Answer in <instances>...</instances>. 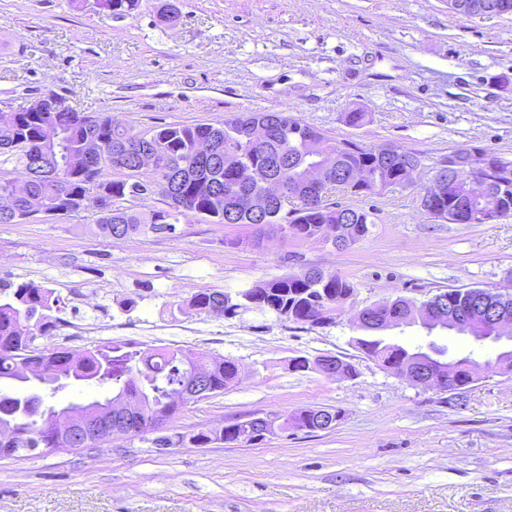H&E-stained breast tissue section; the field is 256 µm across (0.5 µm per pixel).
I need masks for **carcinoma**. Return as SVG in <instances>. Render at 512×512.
I'll return each mask as SVG.
<instances>
[{"label": "carcinoma", "mask_w": 512, "mask_h": 512, "mask_svg": "<svg viewBox=\"0 0 512 512\" xmlns=\"http://www.w3.org/2000/svg\"><path fill=\"white\" fill-rule=\"evenodd\" d=\"M297 118L286 112H246L226 117L214 124L169 125L138 131L112 120L110 116L89 115L68 105L59 94L50 91L16 112L0 113V195L8 192L3 182L8 173L4 165L14 163L26 168L29 192L41 198L44 214L65 209L66 215H88L96 232L107 238H126L175 232L180 218H203L211 224L224 223L228 207L246 209V195L237 192L244 171L262 172L288 182V197L273 204V217L259 224V231L280 232L284 225L292 236L303 240L330 241L326 230H343L355 245L370 234L374 221L371 213L359 207H347L327 201L328 194L340 188L359 194L350 182L353 173L365 170L383 184L399 183V172L417 153L403 151L394 158L380 155L381 146H363L354 141L331 140L336 150L337 171L329 186H310L301 182L294 162L308 154V144L290 139L283 126ZM68 133L67 151L72 162L62 165L42 152L56 129ZM211 135L220 155L216 165L197 151V142ZM147 137L149 150L157 157V169L151 173L128 171L106 182V194L95 196L96 171L85 159L90 144L101 147L112 157L138 136ZM232 140L236 151L227 154L224 141ZM165 199L167 208L149 214L136 209V199L146 187ZM484 203V192L461 182L448 184L444 198L435 206L448 215L462 209L476 210ZM30 218L25 200L18 199L8 211H0V224H20ZM355 292V286L337 273L317 268H302L271 280L258 281L234 302L222 292L203 288L189 301L195 314L233 313L239 308H256L274 313L278 318L298 324L334 319ZM62 301L54 289L35 284H20L0 299V382L18 386L13 393L0 391V424L14 425L11 434L0 431V458L22 459L25 453L45 448L60 449L54 432L42 426L37 414L57 410L47 406L38 395L28 397L30 384L41 378V367L51 369L43 390L54 397L67 383L84 382L112 385V398L136 400L138 409L132 418L134 437H145L171 420L184 401L173 394L193 382L194 374L206 375L203 398L224 391L236 381L234 361L215 358L189 346H162L126 350L112 341H100L78 358L61 347H40L36 341L51 335L60 321ZM358 347L389 372L409 360L413 351L401 344H385L374 336L356 339ZM477 363L462 358L448 364L442 376L448 391L467 388L478 380ZM343 412L333 407L304 409L284 417H254L236 421L220 429L194 434L175 432L151 439L156 448L214 442H256L255 433L274 422L284 429L307 432L330 430L329 419L342 420Z\"/></svg>", "instance_id": "obj_1"}]
</instances>
